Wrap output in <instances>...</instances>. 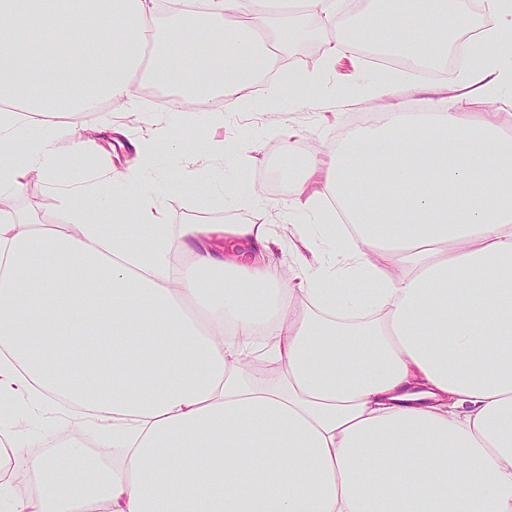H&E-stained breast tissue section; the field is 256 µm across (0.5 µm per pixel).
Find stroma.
I'll return each instance as SVG.
<instances>
[{
	"label": "stroma",
	"mask_w": 512,
	"mask_h": 512,
	"mask_svg": "<svg viewBox=\"0 0 512 512\" xmlns=\"http://www.w3.org/2000/svg\"><path fill=\"white\" fill-rule=\"evenodd\" d=\"M329 31H321L317 45L299 41L290 57L297 74H313L312 86H291L279 99L269 100V86L249 85L246 96L254 108L246 111L235 101L224 103V122L208 131L214 143L223 146L220 154L200 156L192 152L176 153L166 144L155 143L143 154L135 156L132 140L148 136L152 123L176 115V107L161 103L156 95L137 90L135 102H109L99 107L74 112L61 107L50 113L52 121L72 124L87 130L101 128L107 122L123 126L127 134L117 139L100 140L94 151L73 158L68 143H60L58 163L67 183L92 181L110 165L138 162L139 175L155 182L177 174L192 182L189 193H169L163 198L169 223L231 224L248 221L270 225L281 248L277 256L288 262L297 241L292 224L285 215L292 203L286 191L289 176L299 175V159L318 150L324 155L335 153L339 144L355 129L362 128L366 116L382 112L380 102L366 91L368 80L377 69L362 55L328 63ZM401 79L393 103L401 112L444 111L457 95V76L452 69L424 71L392 68ZM290 131L293 158L283 153V141L273 136V129ZM222 165L227 193L221 204L210 200L212 189L206 180L207 170ZM59 186L41 179L28 181L19 191L0 192V212L19 214L33 224L67 227L69 217L59 202ZM89 418L76 412L63 411L59 403L48 405L43 412H15L8 417L33 456L48 454L47 442L55 437L87 441Z\"/></svg>",
	"instance_id": "35a3bbf8"
}]
</instances>
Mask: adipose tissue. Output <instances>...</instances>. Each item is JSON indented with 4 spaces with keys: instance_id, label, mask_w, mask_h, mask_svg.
Wrapping results in <instances>:
<instances>
[{
    "instance_id": "adipose-tissue-1",
    "label": "adipose tissue",
    "mask_w": 512,
    "mask_h": 512,
    "mask_svg": "<svg viewBox=\"0 0 512 512\" xmlns=\"http://www.w3.org/2000/svg\"><path fill=\"white\" fill-rule=\"evenodd\" d=\"M473 63L445 112H391L331 159L306 155L288 193L297 227L283 276L270 225L168 224L131 170L61 194L76 233L0 219V403L57 397L90 412L111 464L81 447L0 458V512H512V0H484ZM199 51L155 37L156 0H0V188L59 178L47 120L134 96V78L240 94L343 0H200ZM373 42L438 66L460 36L455 0H368ZM334 203L344 224L326 221ZM250 243L236 254L224 244ZM79 287L36 274L33 255ZM26 461L35 493L9 475Z\"/></svg>"
}]
</instances>
